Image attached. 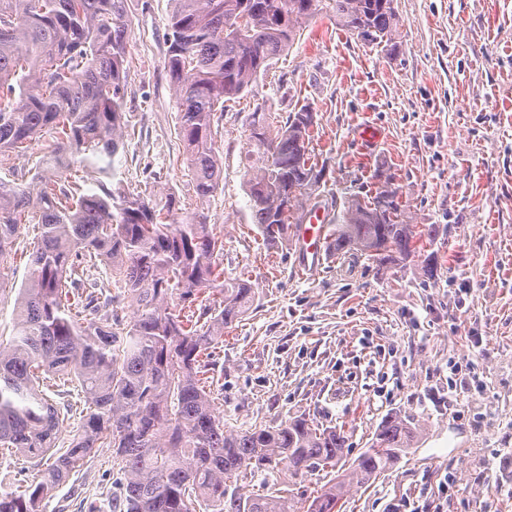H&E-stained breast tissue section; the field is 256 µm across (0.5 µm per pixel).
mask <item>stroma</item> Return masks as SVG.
Instances as JSON below:
<instances>
[{
  "label": "stroma",
  "mask_w": 512,
  "mask_h": 512,
  "mask_svg": "<svg viewBox=\"0 0 512 512\" xmlns=\"http://www.w3.org/2000/svg\"><path fill=\"white\" fill-rule=\"evenodd\" d=\"M396 53L367 45L326 15L251 92L228 102L217 145L224 173L206 203L224 241L225 276L251 284L252 309L213 350V408L244 431L296 416L344 429L354 462L386 416L411 415L418 435L389 471L350 489L346 512H512V0H394ZM125 147L114 182L196 206L177 133L179 109L165 70L173 0H126ZM316 114L313 163L324 178L313 200L339 222L351 194L373 196L391 177L413 224H435L428 254L380 268L327 258L300 272L290 245L264 241L248 207L246 118L263 108L285 121L295 106ZM383 141L363 153L356 129ZM48 131L0 162V178L42 175L56 146ZM39 234L23 225L4 266L0 342L13 336L28 255ZM48 395L68 412L58 446L86 412L75 382ZM117 470L99 448L49 499L47 512H112Z\"/></svg>",
  "instance_id": "35a3bbf8"
}]
</instances>
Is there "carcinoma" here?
<instances>
[{
	"instance_id": "cac0c4a2",
	"label": "carcinoma",
	"mask_w": 512,
	"mask_h": 512,
	"mask_svg": "<svg viewBox=\"0 0 512 512\" xmlns=\"http://www.w3.org/2000/svg\"><path fill=\"white\" fill-rule=\"evenodd\" d=\"M392 2L174 0L165 69L198 200L180 222L176 193L149 201L109 186V166L98 165L124 147L125 0H0V157L46 130L61 134L37 182L0 179V260L28 214L40 226L15 336L0 343V447L33 462L37 474L21 493L0 490V512H46L54 489L105 444L123 476L112 512H340L346 487L366 484L411 448L413 418L391 415L338 479L311 491L297 480L336 470L348 448L343 430L298 417L228 431L210 395L212 349L256 297L224 278L223 243L205 213L223 171L215 147L220 106L266 74L325 9L353 36L393 43ZM314 122L307 104L280 125L260 108L248 116L247 194L271 244L288 243L295 213L323 177L308 151ZM75 165L99 192L82 194L63 178ZM437 233L435 224L399 220L386 180L370 201L346 199L330 249L384 267ZM100 263L135 306L133 319L95 297L86 271ZM175 298L182 308L171 306ZM47 375L77 381L88 405L63 451L55 450L61 406L39 389ZM285 459L296 481L253 494L250 483Z\"/></svg>"
}]
</instances>
